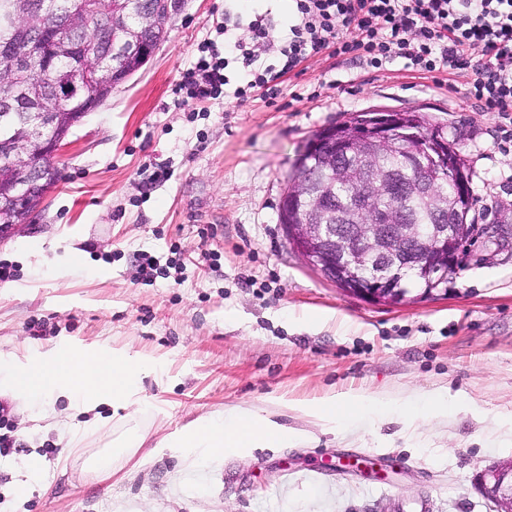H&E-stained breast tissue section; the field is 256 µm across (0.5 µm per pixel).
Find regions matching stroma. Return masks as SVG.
I'll return each mask as SVG.
<instances>
[{
  "mask_svg": "<svg viewBox=\"0 0 512 512\" xmlns=\"http://www.w3.org/2000/svg\"><path fill=\"white\" fill-rule=\"evenodd\" d=\"M238 0H188L151 59L68 137L60 187L0 241V360L66 347L151 359L139 422L149 444L116 479L65 464L66 399L23 408L0 395L22 441L0 458V512H493L475 484L512 456V151L466 89L373 70L329 50L277 96L203 104L171 92L204 41L224 43ZM423 113L466 159L475 239L446 296L400 306L349 295L305 265L279 222L313 135L353 113ZM153 255V277L140 254ZM446 390L469 400L412 428L357 420L337 430L297 407L347 392L391 402ZM241 409L301 432L286 448L205 456L184 428ZM27 483L26 497L16 487Z\"/></svg>",
  "mask_w": 512,
  "mask_h": 512,
  "instance_id": "obj_1",
  "label": "stroma"
}]
</instances>
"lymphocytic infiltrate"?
<instances>
[{
	"label": "lymphocytic infiltrate",
	"mask_w": 512,
	"mask_h": 512,
	"mask_svg": "<svg viewBox=\"0 0 512 512\" xmlns=\"http://www.w3.org/2000/svg\"><path fill=\"white\" fill-rule=\"evenodd\" d=\"M288 39L275 45L266 16L251 15L248 38L207 42L173 87L176 105L217 98L230 63L243 64L237 99L252 89L278 91L279 80L309 55L333 49L379 69L397 61L428 72L471 69L468 91L512 142V0H293ZM277 50L278 65L258 67L259 50Z\"/></svg>",
	"instance_id": "1"
}]
</instances>
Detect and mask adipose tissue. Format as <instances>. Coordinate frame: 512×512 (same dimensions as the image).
I'll return each mask as SVG.
<instances>
[{
    "label": "adipose tissue",
    "instance_id": "obj_1",
    "mask_svg": "<svg viewBox=\"0 0 512 512\" xmlns=\"http://www.w3.org/2000/svg\"><path fill=\"white\" fill-rule=\"evenodd\" d=\"M153 368V363L145 358L56 350L45 357L28 358L16 366L0 363V383L9 387L16 397L28 401H41L52 394L64 396L70 408L76 411L101 403L126 409L125 431L113 439L110 448L85 460L88 473L105 480L116 476L121 463L130 461L147 441V434L137 425L136 416L141 410L140 378ZM469 406L466 399L448 394L422 401L409 400L391 407L374 396L351 393L303 405L302 410L339 428L349 420L368 417H396L416 425L430 416ZM298 438V432L288 426L254 414L228 410L182 431L180 445L220 453L228 448H279L294 444Z\"/></svg>",
    "mask_w": 512,
    "mask_h": 512
}]
</instances>
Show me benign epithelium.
Returning <instances> with one entry per match:
<instances>
[{
	"instance_id": "benign-epithelium-1",
	"label": "benign epithelium",
	"mask_w": 512,
	"mask_h": 512,
	"mask_svg": "<svg viewBox=\"0 0 512 512\" xmlns=\"http://www.w3.org/2000/svg\"><path fill=\"white\" fill-rule=\"evenodd\" d=\"M186 0H154L146 9L140 0H127L128 13H112V34L95 31L94 52L74 42L71 51L78 59L77 70L84 77L104 74L107 90L127 82L135 71L112 79L111 57L135 58L146 64L152 53L143 46L138 32L127 27L132 16L139 28L167 31L168 25L184 10ZM0 21L13 32L21 48L7 44L0 49V120L14 124L13 134L0 139V168L10 171V183L0 198V240L13 235L31 222L61 176L59 154L72 127L108 101L103 97L89 104L84 101L80 81L51 66L43 73L52 84L56 99L72 107L68 122H57L53 104L43 103L33 112H15L24 95L18 79L34 59L49 60L57 52V32L75 29L77 20L56 21L37 36L9 11ZM423 129L417 118L392 110H376L355 130L350 125L328 126L310 143L307 154L328 173L330 188L319 191L302 176L295 175L283 195L279 219L282 231L307 266L343 291L370 303L402 305L448 295L440 284L460 269L464 247L475 232L494 234L493 225L478 228L465 223L470 203L466 176H452L454 193L441 191L433 170L450 164L448 142L435 139L423 146ZM403 141L414 176L406 179L395 170L380 168V159ZM355 159L360 165L361 182L354 204L341 207L336 224H322L319 217L333 201L331 187L351 182L354 172L345 163ZM422 198L438 216L436 224H410L400 207L383 210L378 199ZM415 274L423 287L402 288L400 280ZM477 484L494 506V512H512V458L494 463L477 474Z\"/></svg>"
}]
</instances>
